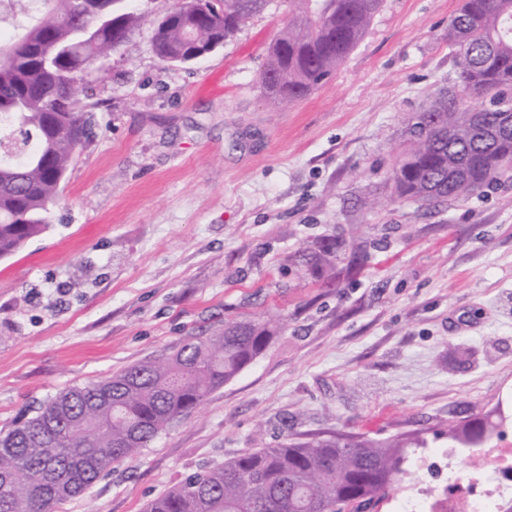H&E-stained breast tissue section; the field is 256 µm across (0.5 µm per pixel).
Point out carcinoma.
<instances>
[{
  "label": "carcinoma",
  "mask_w": 512,
  "mask_h": 512,
  "mask_svg": "<svg viewBox=\"0 0 512 512\" xmlns=\"http://www.w3.org/2000/svg\"><path fill=\"white\" fill-rule=\"evenodd\" d=\"M142 0H0V260L47 228L75 154L92 133V66L120 50L147 19ZM267 0L178 2L157 21L152 50L186 65L230 40ZM384 0H289L260 72L264 99L285 108L332 77L365 36ZM458 90L435 93L415 117L393 173L394 191L421 202L459 199L512 178V0H462L448 21ZM478 97L474 108L466 98ZM337 244L321 243L306 262L333 269ZM279 319L235 320L169 355L62 390L0 436V512H51L79 496L112 464L147 447L173 422L233 380L267 348ZM491 435L492 415L448 424L463 447L474 424ZM403 439L379 442L343 433L259 448L187 476L147 512H344L393 487L406 462Z\"/></svg>",
  "instance_id": "carcinoma-1"
}]
</instances>
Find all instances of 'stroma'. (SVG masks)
<instances>
[{
    "instance_id": "1",
    "label": "stroma",
    "mask_w": 512,
    "mask_h": 512,
    "mask_svg": "<svg viewBox=\"0 0 512 512\" xmlns=\"http://www.w3.org/2000/svg\"><path fill=\"white\" fill-rule=\"evenodd\" d=\"M459 6L385 0L329 81L274 109L259 72L288 0L187 66L153 53L167 4L149 0L150 22L92 76L93 133L47 231L0 261V434L227 320L285 327L54 512H144L193 473L319 433L416 434L409 477L365 510L398 512L465 469L449 422L501 411L512 444V180L431 206L391 182L415 115L456 81ZM328 239L334 274L301 264Z\"/></svg>"
}]
</instances>
